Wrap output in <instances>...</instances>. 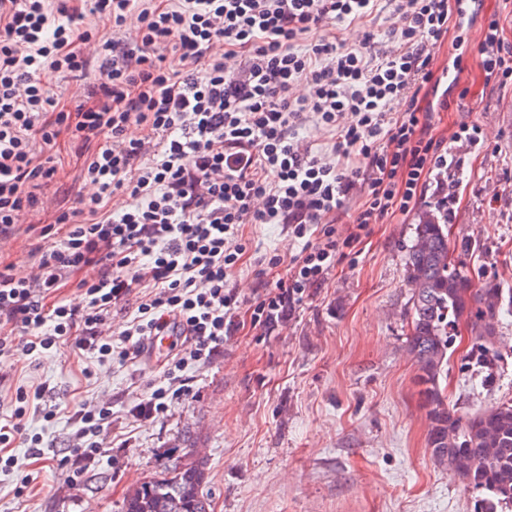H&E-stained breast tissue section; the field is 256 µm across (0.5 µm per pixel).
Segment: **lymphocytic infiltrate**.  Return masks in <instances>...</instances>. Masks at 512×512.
<instances>
[{
    "label": "lymphocytic infiltrate",
    "mask_w": 512,
    "mask_h": 512,
    "mask_svg": "<svg viewBox=\"0 0 512 512\" xmlns=\"http://www.w3.org/2000/svg\"><path fill=\"white\" fill-rule=\"evenodd\" d=\"M0 0V240L40 212L54 178L49 152L74 143L94 193L39 228L37 270L0 269V358L71 343L74 353L134 362L140 343L171 337L168 386L133 409L162 413L189 394L183 370L208 363L242 305L228 277L246 251L247 224H284L304 240L286 279L252 304L253 324L287 319L321 285L339 248L388 214L409 213L448 169L432 115L450 91L466 97L463 55L435 66L445 38L462 45L460 0ZM387 38L346 43L336 25H366L379 5ZM134 37H127L128 18ZM88 27H80V20ZM485 82L512 85V45L498 14L484 16ZM98 61L86 101L69 110L54 82ZM305 95H297V87ZM313 121L330 148L303 141ZM143 127L134 136L132 127ZM127 199L111 206L116 191ZM82 307L58 292L86 266ZM140 301L119 343L101 341L113 308Z\"/></svg>",
    "instance_id": "f902f5d3"
}]
</instances>
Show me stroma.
Listing matches in <instances>:
<instances>
[{"mask_svg": "<svg viewBox=\"0 0 512 512\" xmlns=\"http://www.w3.org/2000/svg\"><path fill=\"white\" fill-rule=\"evenodd\" d=\"M464 39L470 93L433 116L435 135L448 139L464 173L462 185L443 195L453 210L449 239L469 247L470 265L484 278L512 289V86L484 83L480 24ZM463 123L478 126L477 141H452ZM53 155L59 173L41 190L49 216L86 190L66 138ZM443 196L427 186L414 212L371 225L277 327L253 325L240 312L210 362L185 369L192 394L169 400L156 419L135 422L128 410L162 381L163 363L144 355L132 365L78 358L66 345L15 353L0 382V425L10 423L21 387L45 386L54 416L28 410L27 437L9 449L15 464L0 471V512H121L129 489L190 452L207 462L202 492L214 512H473L475 494L431 457L417 365L407 352L405 254L418 211ZM243 234L247 252L230 285L250 301L286 277L302 244L280 224H249ZM274 253L281 263L272 269ZM493 343L501 369L492 385L464 364L463 340L453 346L440 387L462 411L512 398V315L499 320ZM104 401L114 439L88 455L72 414ZM32 436L39 450L30 448ZM19 486L24 495H16Z\"/></svg>", "mask_w": 512, "mask_h": 512, "instance_id": "stroma-1", "label": "stroma"}]
</instances>
